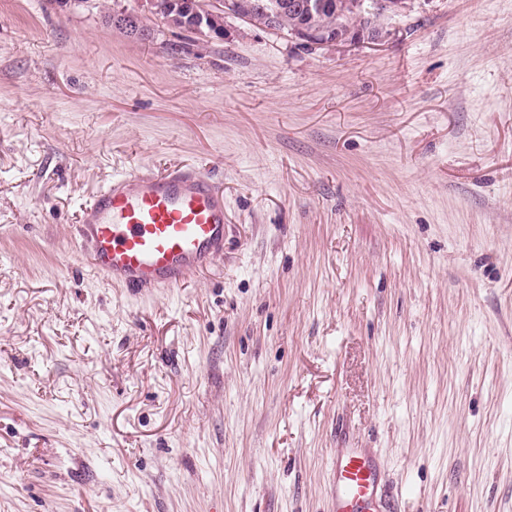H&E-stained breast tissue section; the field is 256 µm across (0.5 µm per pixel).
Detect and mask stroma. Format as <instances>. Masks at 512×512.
<instances>
[{
	"label": "stroma",
	"mask_w": 512,
	"mask_h": 512,
	"mask_svg": "<svg viewBox=\"0 0 512 512\" xmlns=\"http://www.w3.org/2000/svg\"><path fill=\"white\" fill-rule=\"evenodd\" d=\"M140 0H0V512H512V0H411L373 44L205 47ZM224 184V256L106 285L113 176ZM336 512H375L378 497L375 458L361 448H347L334 464Z\"/></svg>",
	"instance_id": "obj_1"
}]
</instances>
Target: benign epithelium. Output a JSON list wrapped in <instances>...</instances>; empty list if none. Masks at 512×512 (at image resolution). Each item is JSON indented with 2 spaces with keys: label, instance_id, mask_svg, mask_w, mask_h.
<instances>
[{
  "label": "benign epithelium",
  "instance_id": "1",
  "mask_svg": "<svg viewBox=\"0 0 512 512\" xmlns=\"http://www.w3.org/2000/svg\"><path fill=\"white\" fill-rule=\"evenodd\" d=\"M214 8L199 10L197 3L191 4L189 16L191 29L200 32L206 27L217 33L226 31L222 19L233 17L248 29L282 33L285 15L304 13L305 23L290 32L288 38L310 49H323L345 43H370L383 37V28L365 31L353 30L357 19L366 15H399L410 8V0H258L246 6L247 12L237 11L235 0H215ZM112 22L122 25L138 38L147 36L136 18L125 14H112Z\"/></svg>",
  "mask_w": 512,
  "mask_h": 512
}]
</instances>
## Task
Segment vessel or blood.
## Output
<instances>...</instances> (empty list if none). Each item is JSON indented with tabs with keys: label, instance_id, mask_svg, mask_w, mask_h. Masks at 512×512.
Instances as JSON below:
<instances>
[{
	"label": "vessel or blood",
	"instance_id": "b4317fda",
	"mask_svg": "<svg viewBox=\"0 0 512 512\" xmlns=\"http://www.w3.org/2000/svg\"><path fill=\"white\" fill-rule=\"evenodd\" d=\"M75 243L111 286H179L224 254V190L198 170L120 175L80 212ZM378 465L360 448L337 455L336 512H373Z\"/></svg>",
	"mask_w": 512,
	"mask_h": 512
}]
</instances>
